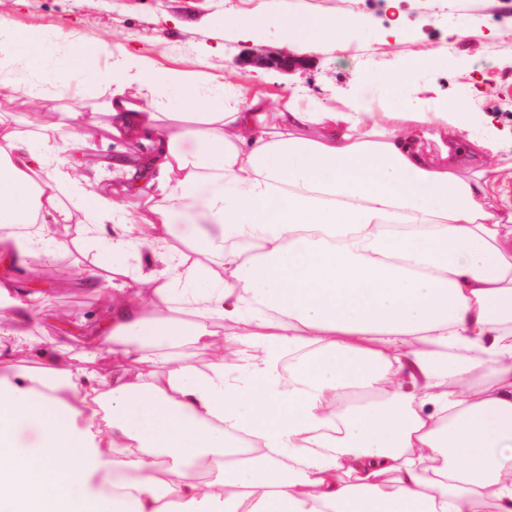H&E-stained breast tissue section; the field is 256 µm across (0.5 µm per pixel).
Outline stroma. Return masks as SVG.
Listing matches in <instances>:
<instances>
[{"instance_id": "35a3bbf8", "label": "stroma", "mask_w": 512, "mask_h": 512, "mask_svg": "<svg viewBox=\"0 0 512 512\" xmlns=\"http://www.w3.org/2000/svg\"><path fill=\"white\" fill-rule=\"evenodd\" d=\"M288 12L339 14L353 23L339 43L319 46L288 39ZM396 26L402 33L395 38L390 31ZM53 27L69 32L70 42L49 59L56 83L41 92V120L68 124L81 139L72 160L108 190L118 185L108 158L139 159L145 147L109 133L103 82L75 76L69 65L70 48L93 41L111 44L118 54L151 58L163 68L207 73L227 90L263 93L275 105L314 97L342 111L359 99L374 112L385 104L406 111L422 105L421 89L432 84L443 101L512 129V0H0V69L38 85L8 49L17 32ZM285 50L298 58L289 71L251 62L254 55ZM83 199L79 190L64 198L75 211L72 229L50 227L51 236L69 247L70 266H0V283L9 284L11 295L44 298L28 339L0 337V350L13 354L21 373L35 370L31 343L40 339L55 341L74 365L92 358L101 369H111V353L87 341L106 313L112 292L107 278L111 270L134 272L152 259L144 246L112 251L104 235L84 245ZM93 271L99 280L92 286Z\"/></svg>"}]
</instances>
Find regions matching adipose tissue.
<instances>
[{
    "mask_svg": "<svg viewBox=\"0 0 512 512\" xmlns=\"http://www.w3.org/2000/svg\"><path fill=\"white\" fill-rule=\"evenodd\" d=\"M296 38L340 41L347 22L298 13ZM62 33H19L13 51L49 79ZM110 132L152 146L116 159L142 198L92 192L86 239L111 221L114 251L140 243L165 265L115 283L91 342L114 370L75 367L38 345L41 382L0 352V503L10 512H512V193L488 176L512 130H466L447 106L375 115L310 100L271 109L226 100L203 75L113 59ZM180 92L190 111L164 109ZM71 131L39 126L24 150L0 135V258L64 263L44 218L69 223L59 193ZM441 145L442 164L423 152ZM477 169L472 180L456 172ZM499 193L501 204L486 206ZM198 212L171 239L167 203ZM235 240L247 252L225 249ZM213 283L199 290V280ZM39 295L0 285V335L27 338ZM234 330L217 334L214 318ZM207 350L198 369L177 349ZM294 365L287 377L283 355ZM248 386H241V377ZM410 384L420 392L410 398ZM249 456L227 461L239 434Z\"/></svg>",
    "mask_w": 512,
    "mask_h": 512,
    "instance_id": "ef3b65f1",
    "label": "adipose tissue"
}]
</instances>
